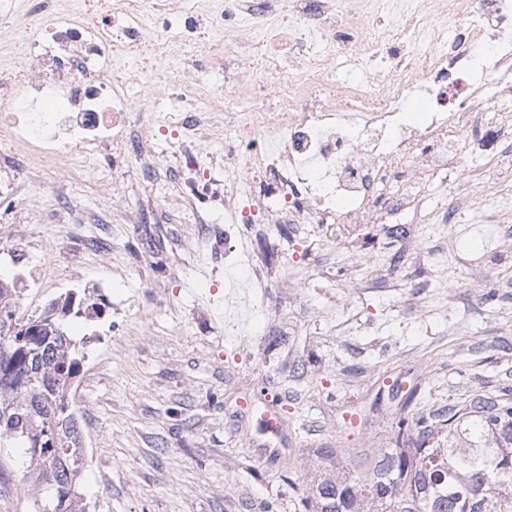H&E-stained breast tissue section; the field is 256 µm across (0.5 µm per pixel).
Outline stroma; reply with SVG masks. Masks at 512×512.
<instances>
[{
  "instance_id": "obj_1",
  "label": "stroma",
  "mask_w": 512,
  "mask_h": 512,
  "mask_svg": "<svg viewBox=\"0 0 512 512\" xmlns=\"http://www.w3.org/2000/svg\"><path fill=\"white\" fill-rule=\"evenodd\" d=\"M130 175L129 207L104 228L92 217L108 197L83 169L67 193L88 222L72 232L42 202L26 209L32 259L49 258L64 280L28 291L29 310L68 288H101L100 317L74 319L91 336L73 403L91 467L90 512H305L317 451L394 448L404 421L483 395H512V158L486 153L469 176L454 168L420 187L404 212L423 238L402 278L376 259L398 248L382 224H286L277 249L252 241L266 274L255 302L262 322L236 334L216 317L224 304L223 201L198 239L189 213ZM494 202L488 254L466 199ZM459 206L456 224H428ZM275 409L288 425L277 454L255 432ZM0 512H34L12 460L0 457Z\"/></svg>"
}]
</instances>
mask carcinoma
Here are the masks:
<instances>
[{
    "mask_svg": "<svg viewBox=\"0 0 512 512\" xmlns=\"http://www.w3.org/2000/svg\"><path fill=\"white\" fill-rule=\"evenodd\" d=\"M23 292L0 276V449L20 450L36 512H88L72 409L88 337L70 323L99 303L68 289L30 312L18 307ZM407 432L409 447L380 450L365 471L348 449H319L325 468L307 489L309 512H512L511 399L475 397L413 418Z\"/></svg>",
    "mask_w": 512,
    "mask_h": 512,
    "instance_id": "cac0c4a2",
    "label": "carcinoma"
}]
</instances>
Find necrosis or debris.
Here are the masks:
<instances>
[{
	"label": "necrosis or debris",
	"instance_id": "necrosis-or-debris-1",
	"mask_svg": "<svg viewBox=\"0 0 512 512\" xmlns=\"http://www.w3.org/2000/svg\"><path fill=\"white\" fill-rule=\"evenodd\" d=\"M0 57V200L16 224L39 194L83 224L65 181L105 156L198 192L223 168L228 245L242 225L392 224L416 197L388 202L383 184L437 175L452 137L464 159L486 113L512 121V0H0ZM218 136L223 157L202 158Z\"/></svg>",
	"mask_w": 512,
	"mask_h": 512
}]
</instances>
